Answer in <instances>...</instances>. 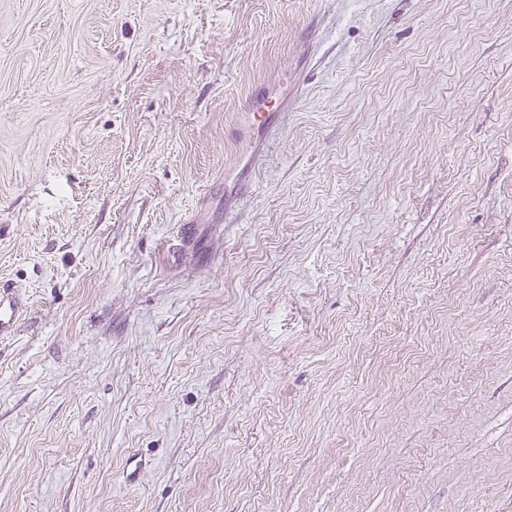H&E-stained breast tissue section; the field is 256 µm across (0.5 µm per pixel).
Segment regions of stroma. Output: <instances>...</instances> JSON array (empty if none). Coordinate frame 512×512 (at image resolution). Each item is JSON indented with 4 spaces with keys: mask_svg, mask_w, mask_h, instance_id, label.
I'll return each instance as SVG.
<instances>
[{
    "mask_svg": "<svg viewBox=\"0 0 512 512\" xmlns=\"http://www.w3.org/2000/svg\"><path fill=\"white\" fill-rule=\"evenodd\" d=\"M1 279L0 512H512V0H0ZM251 109L253 112L250 113L253 116V127L257 128L258 133L265 132L267 129H270L277 125L278 120L281 116V108L280 103H274L272 106H267V108H262L260 106H252ZM29 304L17 284L0 281V342L15 336L28 313Z\"/></svg>",
    "mask_w": 512,
    "mask_h": 512,
    "instance_id": "35a3bbf8",
    "label": "stroma"
}]
</instances>
